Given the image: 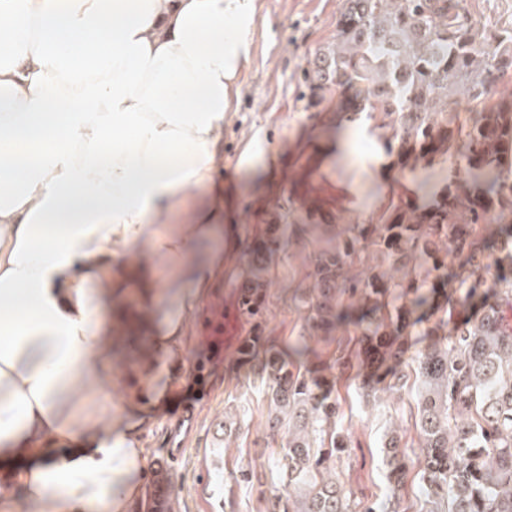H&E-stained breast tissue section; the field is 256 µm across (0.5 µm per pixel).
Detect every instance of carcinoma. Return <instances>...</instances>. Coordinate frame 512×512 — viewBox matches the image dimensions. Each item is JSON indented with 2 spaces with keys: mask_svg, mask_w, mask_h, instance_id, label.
I'll return each instance as SVG.
<instances>
[{
  "mask_svg": "<svg viewBox=\"0 0 512 512\" xmlns=\"http://www.w3.org/2000/svg\"><path fill=\"white\" fill-rule=\"evenodd\" d=\"M512 74V30H478L460 0H342L333 44L305 72L312 105L347 94L341 113H376L397 164L448 163L458 178L427 206L399 200L382 224H351L345 237L318 224L310 256L311 328L327 343L353 325L358 349L305 372L269 346L272 434L289 512H354L336 474L349 447L338 426L336 382L326 371L365 364L362 395L375 403L414 379L419 481L429 512H512V93L492 94ZM470 105L463 118L454 105ZM277 232L250 248L241 313L262 315V288ZM381 262L373 263L374 256ZM417 336H429L411 353ZM262 337L239 349L254 360ZM401 430L385 435L388 501L399 502L410 463Z\"/></svg>",
  "mask_w": 512,
  "mask_h": 512,
  "instance_id": "cac0c4a2",
  "label": "carcinoma"
}]
</instances>
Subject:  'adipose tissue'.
I'll list each match as a JSON object with an SVG mask.
<instances>
[{
    "mask_svg": "<svg viewBox=\"0 0 512 512\" xmlns=\"http://www.w3.org/2000/svg\"><path fill=\"white\" fill-rule=\"evenodd\" d=\"M259 0H0V512H136L143 425L224 265ZM149 333L106 322L129 288Z\"/></svg>",
    "mask_w": 512,
    "mask_h": 512,
    "instance_id": "1",
    "label": "adipose tissue"
}]
</instances>
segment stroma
I'll use <instances>...</instances> for the list:
<instances>
[{
    "label": "stroma",
    "instance_id": "stroma-1",
    "mask_svg": "<svg viewBox=\"0 0 512 512\" xmlns=\"http://www.w3.org/2000/svg\"><path fill=\"white\" fill-rule=\"evenodd\" d=\"M476 28H512V0H460ZM339 0H263L256 51L240 79L234 110L224 128V216L232 227L224 245V267L201 299L188 328L186 355L166 407L144 427L148 460L184 445L172 465L171 512H272L279 486L277 443L268 435L270 403L264 379L240 364L238 350L262 334L280 348L308 337L311 348L331 358L333 348L311 336L304 300L312 284L309 257L319 247L316 225L376 224L392 195L427 203L442 193L454 168L441 166L431 183L422 167H400L388 156L384 130L375 120L342 119L335 102L309 105L305 69L316 50L336 34ZM347 144L330 156L332 142ZM276 154V165L266 158ZM285 238L274 253L264 290L261 325L238 311L248 269V248L273 225ZM221 321L223 352H214L209 327ZM358 368L337 379L339 423L350 446L336 462L345 490L357 502L387 500L381 443L389 422L406 433L408 455L420 454L413 427L415 394H395V409L366 404L359 394ZM181 405L193 416L177 425L170 415ZM241 413L240 430L225 436L218 424Z\"/></svg>",
    "mask_w": 512,
    "mask_h": 512
}]
</instances>
